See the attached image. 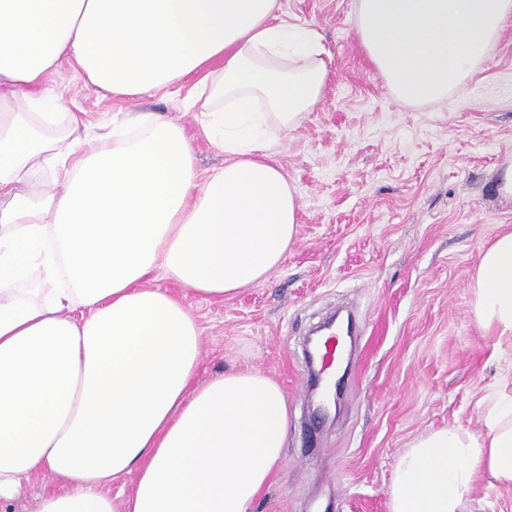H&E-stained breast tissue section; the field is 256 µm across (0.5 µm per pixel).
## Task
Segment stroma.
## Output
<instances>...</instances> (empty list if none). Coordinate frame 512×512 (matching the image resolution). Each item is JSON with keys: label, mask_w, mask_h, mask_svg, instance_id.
I'll return each mask as SVG.
<instances>
[{"label": "stroma", "mask_w": 512, "mask_h": 512, "mask_svg": "<svg viewBox=\"0 0 512 512\" xmlns=\"http://www.w3.org/2000/svg\"><path fill=\"white\" fill-rule=\"evenodd\" d=\"M316 28L330 68L323 100L294 130L271 128L275 160L301 198L297 235L262 283L218 301L185 297L202 329L199 382L258 371L282 388L289 432L255 512H390L394 468L416 437L477 432L511 351L473 310L479 252L512 225L499 194L512 160V21L479 72L447 101L398 102L359 46L354 0H281ZM90 125L152 112L182 125L199 169L226 156L196 135L192 86L104 92L62 61L44 85ZM340 306L364 324L336 398L306 393L305 342ZM469 512H512V486L475 479Z\"/></svg>", "instance_id": "1"}]
</instances>
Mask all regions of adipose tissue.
Instances as JSON below:
<instances>
[{
    "instance_id": "1",
    "label": "adipose tissue",
    "mask_w": 512,
    "mask_h": 512,
    "mask_svg": "<svg viewBox=\"0 0 512 512\" xmlns=\"http://www.w3.org/2000/svg\"><path fill=\"white\" fill-rule=\"evenodd\" d=\"M280 0H0V507L52 476L35 512H252L288 438L281 387L256 371L198 383L202 331L154 280L223 299L263 282L300 200L263 128L316 111L320 33ZM512 0H355V34L395 99L432 104L478 72ZM135 95L189 81L199 132L227 155L202 175L183 129L88 137L42 87L62 60ZM477 320L512 341V227L480 251ZM512 485V372L483 430L416 438L391 512H466L478 472ZM135 475L131 494L109 487Z\"/></svg>"
}]
</instances>
